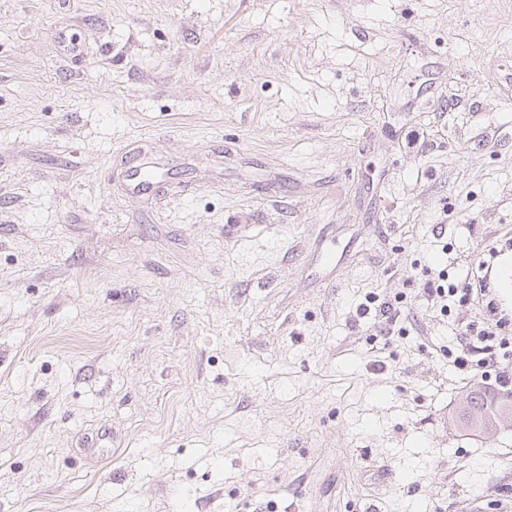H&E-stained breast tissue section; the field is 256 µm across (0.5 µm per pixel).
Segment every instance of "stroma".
I'll return each instance as SVG.
<instances>
[{
    "label": "stroma",
    "instance_id": "stroma-1",
    "mask_svg": "<svg viewBox=\"0 0 512 512\" xmlns=\"http://www.w3.org/2000/svg\"><path fill=\"white\" fill-rule=\"evenodd\" d=\"M510 238L512 0H0V512H512L424 293ZM365 300L367 304H360L361 309L365 310L366 312H369L371 310L370 305H375L374 326L375 324L377 325L376 329H378L377 331L380 333V335L389 333L390 325H392L393 323L395 324L400 316V314H398L397 312L398 309L394 306L392 302L380 301V297L376 294H370L366 296Z\"/></svg>",
    "mask_w": 512,
    "mask_h": 512
}]
</instances>
